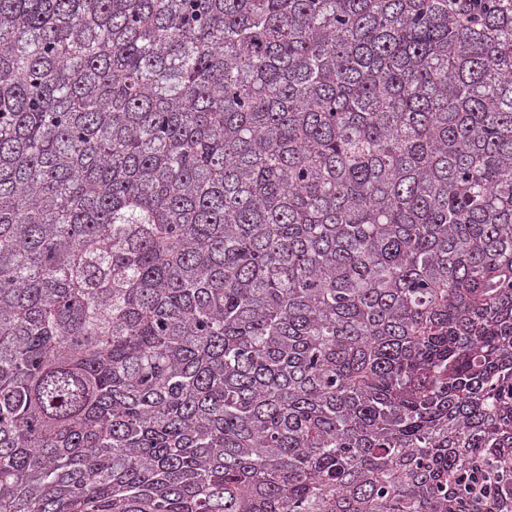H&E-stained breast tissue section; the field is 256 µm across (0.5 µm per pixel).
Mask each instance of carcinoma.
I'll return each instance as SVG.
<instances>
[{"label":"carcinoma","mask_w":512,"mask_h":512,"mask_svg":"<svg viewBox=\"0 0 512 512\" xmlns=\"http://www.w3.org/2000/svg\"><path fill=\"white\" fill-rule=\"evenodd\" d=\"M0 512H512V0H0Z\"/></svg>","instance_id":"carcinoma-1"}]
</instances>
